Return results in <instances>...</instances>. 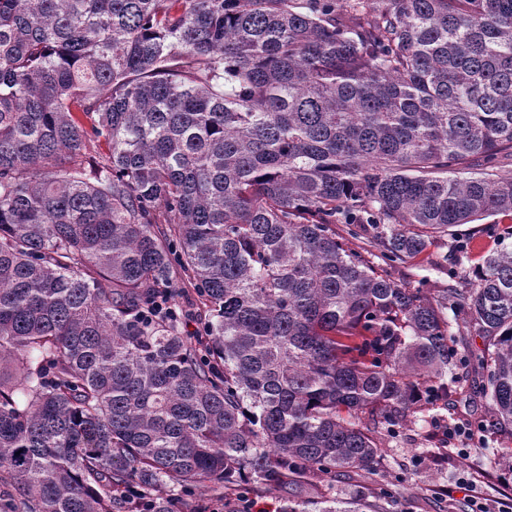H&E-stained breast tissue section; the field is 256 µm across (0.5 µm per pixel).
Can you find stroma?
Returning a JSON list of instances; mask_svg holds the SVG:
<instances>
[{
	"label": "stroma",
	"mask_w": 512,
	"mask_h": 512,
	"mask_svg": "<svg viewBox=\"0 0 512 512\" xmlns=\"http://www.w3.org/2000/svg\"><path fill=\"white\" fill-rule=\"evenodd\" d=\"M512 231V216L490 224L476 221L453 227L439 253L447 255L444 268L417 259L394 264L390 276L411 288H441L449 272L459 274L458 287H471L474 272L483 255L495 249L498 240ZM457 241L468 243V253L454 250ZM463 394L450 399L440 411L443 424L417 421L406 431L407 442L384 449L377 473L342 475L333 483L310 485L288 483L276 495L254 493L252 480L240 483L241 491L264 512H279L282 500L305 501L324 497H346L353 492L388 487L394 512H471L473 502L487 504L490 512H500L503 500H512V488L498 482L500 473L512 469V436L490 431L491 401L478 362L458 368ZM464 425L474 437L443 438L444 426Z\"/></svg>",
	"instance_id": "35a3bbf8"
}]
</instances>
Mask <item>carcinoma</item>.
I'll use <instances>...</instances> for the list:
<instances>
[{
	"label": "carcinoma",
	"instance_id": "1",
	"mask_svg": "<svg viewBox=\"0 0 512 512\" xmlns=\"http://www.w3.org/2000/svg\"><path fill=\"white\" fill-rule=\"evenodd\" d=\"M500 214L512 0H0V512L373 471L458 391L450 302L512 429V246L385 269ZM492 220V219H490ZM490 220L475 221L472 224H461L450 229L451 233L440 245L431 247L429 253L448 254L445 267L438 269L431 263L422 260L425 256L405 263L387 267L390 276L410 288H443L448 285V270L457 271V288H471L474 272L481 263L482 256L495 249L499 238L512 230V216L498 220L499 224H487ZM455 241L469 242L467 255L453 249ZM457 323L453 320V314L451 311H448L449 320L452 323V331L456 334V342L458 347L462 350V348L469 349L475 354L481 353L483 349H487L489 344H491L492 339L490 337L479 335L478 331L475 328L465 325L462 318L464 315L458 313ZM459 325V327L457 326ZM490 347V346H489Z\"/></svg>",
	"mask_w": 512,
	"mask_h": 512
}]
</instances>
